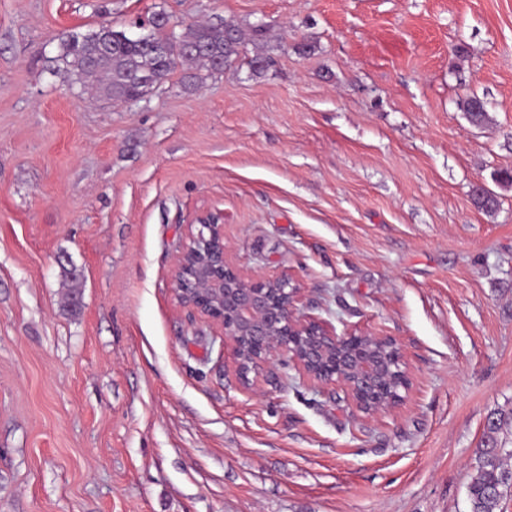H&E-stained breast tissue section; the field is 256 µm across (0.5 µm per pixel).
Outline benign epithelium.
<instances>
[{
    "instance_id": "benign-epithelium-1",
    "label": "benign epithelium",
    "mask_w": 512,
    "mask_h": 512,
    "mask_svg": "<svg viewBox=\"0 0 512 512\" xmlns=\"http://www.w3.org/2000/svg\"><path fill=\"white\" fill-rule=\"evenodd\" d=\"M198 228L175 258L172 288L177 304L193 319L209 322L230 347L240 384L251 394L260 375L285 355L315 386L339 384L353 407L366 415L402 401L410 387L401 348L390 336L336 332L329 322L300 311L301 288L290 276H246L227 256L224 215L196 217ZM387 343L393 367L376 344Z\"/></svg>"
}]
</instances>
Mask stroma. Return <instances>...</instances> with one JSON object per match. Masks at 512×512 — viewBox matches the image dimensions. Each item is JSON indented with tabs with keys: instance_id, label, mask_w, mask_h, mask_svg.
Listing matches in <instances>:
<instances>
[{
	"instance_id": "1",
	"label": "stroma",
	"mask_w": 512,
	"mask_h": 512,
	"mask_svg": "<svg viewBox=\"0 0 512 512\" xmlns=\"http://www.w3.org/2000/svg\"><path fill=\"white\" fill-rule=\"evenodd\" d=\"M156 11L264 24L274 64L122 103L61 61ZM504 169L512 0H0V512H469L512 410ZM204 209L244 274L394 338L403 401L366 416L281 364L246 393L172 291ZM461 112H464L467 119L474 126H483L489 120V113L486 102L478 95H468L458 102Z\"/></svg>"
}]
</instances>
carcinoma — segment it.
I'll return each instance as SVG.
<instances>
[{"label": "carcinoma", "mask_w": 512, "mask_h": 512, "mask_svg": "<svg viewBox=\"0 0 512 512\" xmlns=\"http://www.w3.org/2000/svg\"><path fill=\"white\" fill-rule=\"evenodd\" d=\"M267 28L254 26L251 38H245L239 24L225 20L217 24L195 25L181 35L166 33L155 25L148 34L155 40L173 41L169 55L153 54L145 41L125 30L117 31L102 24L96 33L106 39L107 54L98 58L91 45L78 35L61 38V60L81 78L100 77V90L114 100L136 101L143 92L145 80L155 77L161 84L179 66H201L210 72H221L248 51V45L261 41ZM469 122L482 126L489 120L486 102L473 94L458 102ZM483 443L476 451V465L468 485L469 512H499L501 501L512 493V448L500 441V432L512 426V411L489 417Z\"/></svg>", "instance_id": "1"}]
</instances>
